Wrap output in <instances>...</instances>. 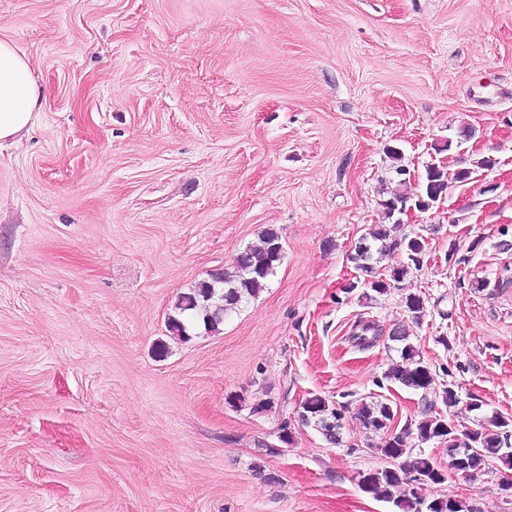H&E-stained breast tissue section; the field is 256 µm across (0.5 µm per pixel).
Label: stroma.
I'll return each mask as SVG.
<instances>
[{"label": "stroma", "mask_w": 512, "mask_h": 512, "mask_svg": "<svg viewBox=\"0 0 512 512\" xmlns=\"http://www.w3.org/2000/svg\"><path fill=\"white\" fill-rule=\"evenodd\" d=\"M0 39L43 89L0 146V512H399L361 483L380 434L330 443L306 397L512 416V0H0ZM399 164L414 192L431 164L471 179L402 215L423 261L367 299L349 256ZM270 228L267 287L170 335ZM407 343L458 405L386 380ZM510 476L424 493L512 512Z\"/></svg>", "instance_id": "obj_1"}]
</instances>
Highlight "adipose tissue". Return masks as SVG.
Listing matches in <instances>:
<instances>
[{
  "label": "adipose tissue",
  "instance_id": "adipose-tissue-1",
  "mask_svg": "<svg viewBox=\"0 0 512 512\" xmlns=\"http://www.w3.org/2000/svg\"><path fill=\"white\" fill-rule=\"evenodd\" d=\"M42 89L29 60L0 39V143L20 137L37 122Z\"/></svg>",
  "mask_w": 512,
  "mask_h": 512
}]
</instances>
